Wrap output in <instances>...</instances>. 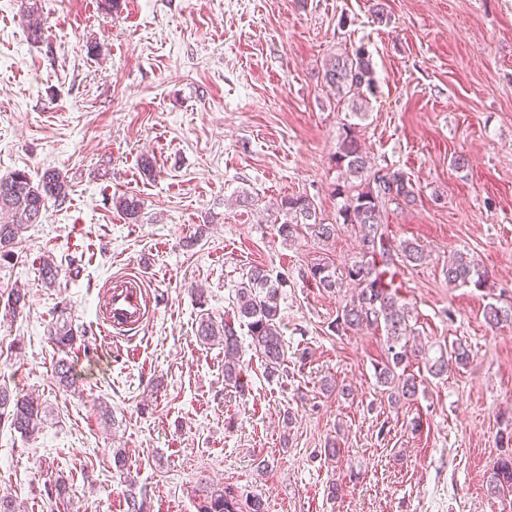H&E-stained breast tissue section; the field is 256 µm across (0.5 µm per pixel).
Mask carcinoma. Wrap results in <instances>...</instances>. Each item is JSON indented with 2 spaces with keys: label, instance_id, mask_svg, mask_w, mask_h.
Segmentation results:
<instances>
[{
  "label": "carcinoma",
  "instance_id": "1",
  "mask_svg": "<svg viewBox=\"0 0 512 512\" xmlns=\"http://www.w3.org/2000/svg\"><path fill=\"white\" fill-rule=\"evenodd\" d=\"M22 12L30 38L38 40L43 35L42 19L36 0H21ZM326 84L336 91L338 98L352 102L351 110L359 112L364 106L363 92L374 91V70L369 55L360 46L352 53L331 54L324 63ZM336 167L345 179L359 180L357 186L339 184L338 196L346 202L338 209V219L325 222L319 216L314 202L307 196H288L274 206V222L285 241H292L305 231L318 242L335 238L342 225H352L359 238L357 260L348 265L343 274L327 263L317 262L307 268L303 277L315 282L327 292L334 291L347 280L355 285L357 293L347 301L337 314L333 329L382 328L385 333L386 360L379 367L378 380L387 388L390 399L398 403L412 400L418 392L414 374H405L410 355L424 354L425 348L416 346V329L412 325L413 308L404 300L399 286L394 284L397 261L416 263L424 259V251L415 243H394L388 225L382 220L383 209L389 203L415 200L410 180L399 171L374 170L367 152L357 137L346 131L339 137L335 155ZM69 196L66 176L55 168L47 169L38 181H33L25 171H16L7 178H0V262L13 258L19 232L30 224L39 223L42 211L50 200L61 205ZM115 206L130 220H135L141 210L140 201L134 196L116 199ZM445 275L450 287L474 286L484 288L488 278L485 270L472 258L456 254L448 260ZM286 280L272 279L270 272L254 266L242 276L236 291V310L240 321L247 327L249 346L265 364L269 376L283 371L286 343L281 330L283 316L280 307L282 288ZM483 317L490 329L512 324V304L500 306L489 303ZM49 335L63 357L57 362L59 382L67 390L79 388L67 355L77 350L82 336L67 322H55ZM198 336L206 342L224 344V383L236 389H245L240 365L242 341L234 325H218L201 320ZM470 363V351L460 342L439 348V355L426 357L425 366L432 377L448 372V367H465ZM47 411L38 400L16 398L0 387V421L26 437L41 432ZM488 494L497 495L505 490L512 492V450L499 455L486 479ZM127 512H150V505L138 496L133 483L125 490ZM265 512L263 501L254 497L244 503L229 488L213 489L197 503L198 512Z\"/></svg>",
  "mask_w": 512,
  "mask_h": 512
}]
</instances>
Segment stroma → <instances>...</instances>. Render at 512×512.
Segmentation results:
<instances>
[{"mask_svg":"<svg viewBox=\"0 0 512 512\" xmlns=\"http://www.w3.org/2000/svg\"><path fill=\"white\" fill-rule=\"evenodd\" d=\"M383 2L380 22L372 0H38L35 42L19 0H0V178L55 168L70 184L0 264V294L28 295L18 316L0 307V386L49 411L33 439L0 427V495L20 512H126L116 448L151 512H197L216 485L261 496L268 512H512L485 487L512 427V325L483 318L486 304L512 303V0ZM359 47L376 89L354 120L323 64ZM351 121L376 167L414 185V201L383 219L427 255L398 268L422 344L459 340L471 353L439 378L411 358L419 392L399 405L375 375L383 332L331 329L351 289L302 277L321 259L350 265L354 228L289 243L267 212L304 195L336 218L334 155ZM125 193L143 203L138 223L113 203ZM245 193L259 206L239 202ZM456 253L487 271L486 287H449ZM46 255L76 260L80 275L45 287ZM253 266L288 280L287 375L268 376L244 349L240 393L224 384L223 346L197 328L236 320ZM126 274L146 281L151 312L135 331H110L103 296ZM64 307L87 332L71 357L77 395L59 388L48 338ZM60 475L69 493L52 504L45 488Z\"/></svg>","mask_w":512,"mask_h":512,"instance_id":"35a3bbf8","label":"stroma"}]
</instances>
